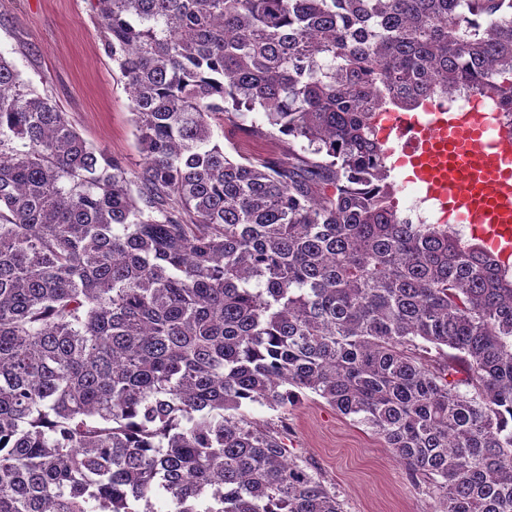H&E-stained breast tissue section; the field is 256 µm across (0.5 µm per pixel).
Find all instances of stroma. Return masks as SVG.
Here are the masks:
<instances>
[{
  "mask_svg": "<svg viewBox=\"0 0 512 512\" xmlns=\"http://www.w3.org/2000/svg\"><path fill=\"white\" fill-rule=\"evenodd\" d=\"M0 55L66 112L88 143L139 170L129 91L104 50L101 21L89 0H0ZM261 122L254 111L232 134H225L220 120L212 125L216 138H229L241 152H287V138L249 134ZM250 414L282 428L290 452L336 491L345 512H434L427 486L413 481L365 427L316 394L303 393L277 410L256 404Z\"/></svg>",
  "mask_w": 512,
  "mask_h": 512,
  "instance_id": "obj_1",
  "label": "stroma"
}]
</instances>
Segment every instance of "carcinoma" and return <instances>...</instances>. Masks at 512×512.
<instances>
[{"instance_id":"carcinoma-1","label":"carcinoma","mask_w":512,"mask_h":512,"mask_svg":"<svg viewBox=\"0 0 512 512\" xmlns=\"http://www.w3.org/2000/svg\"><path fill=\"white\" fill-rule=\"evenodd\" d=\"M127 169L0 55V512H344L301 392L435 512H512V268L394 205L376 117L512 112V0H91ZM254 110L288 158L232 153Z\"/></svg>"}]
</instances>
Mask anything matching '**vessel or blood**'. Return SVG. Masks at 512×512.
<instances>
[{
	"label": "vessel or blood",
	"mask_w": 512,
	"mask_h": 512,
	"mask_svg": "<svg viewBox=\"0 0 512 512\" xmlns=\"http://www.w3.org/2000/svg\"><path fill=\"white\" fill-rule=\"evenodd\" d=\"M398 163L407 180L464 224L499 257H512V139L497 131L480 103L453 110L397 114Z\"/></svg>",
	"instance_id": "b4317fda"
}]
</instances>
